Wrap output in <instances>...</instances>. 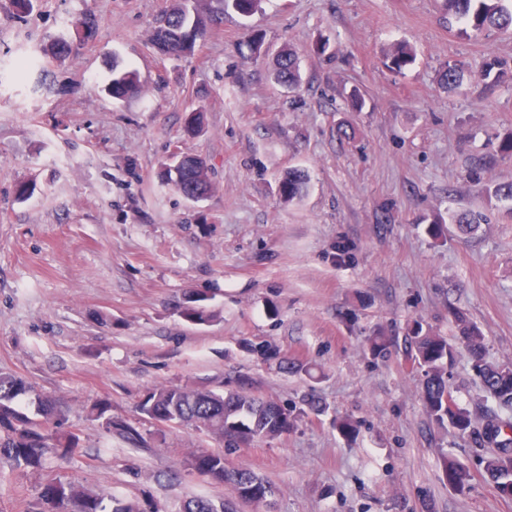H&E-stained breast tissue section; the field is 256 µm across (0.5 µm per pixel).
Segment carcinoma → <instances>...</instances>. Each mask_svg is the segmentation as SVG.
I'll return each instance as SVG.
<instances>
[{
	"label": "carcinoma",
	"mask_w": 512,
	"mask_h": 512,
	"mask_svg": "<svg viewBox=\"0 0 512 512\" xmlns=\"http://www.w3.org/2000/svg\"><path fill=\"white\" fill-rule=\"evenodd\" d=\"M208 7L199 9L193 0H173L153 33V46L162 56L183 57L195 51L197 41L204 38L209 28L222 21L225 7L233 6L239 13H251L258 0H207ZM507 0H443L448 19L461 25L459 31L481 33L496 29H512V6ZM98 27V18L92 13L81 15L76 22L77 36L87 41ZM390 68L402 70L413 61L411 49L397 45L389 54ZM484 79L491 85L512 81V71L502 67L493 57L486 61ZM275 82L295 89L300 86L301 73L297 53L282 50L274 61ZM464 80V69L457 63L447 64L440 73V83L448 90L457 89ZM139 90L137 72L118 60L112 63V77L104 91L117 101H122ZM179 164L166 163L161 179L187 198L206 197L213 183L208 166L203 159L190 154L178 157ZM480 192L487 202H512V181L481 184ZM306 186L305 174L290 171L282 180L280 192L284 200L299 198ZM459 224L465 232L478 228L476 221L465 216L438 218L427 226V233L435 240L446 237V221ZM205 298L190 292L181 306L183 316L192 322L210 321L201 306ZM455 336L448 338L434 331L418 319L407 322L405 334L398 337L384 327H378L365 338V353L372 362L388 357L393 350L403 354L422 373L421 400L426 414L440 427L454 430L475 446L491 448L493 452L484 460V470L499 495L512 498V418H504L493 410L482 413L478 419L472 412L453 398L448 388V369L457 359L467 357L472 377L486 397L498 404L512 408V365L488 360L486 337L481 328L470 321L460 309L449 312ZM260 357L279 360V368L312 375L307 364L288 363L279 359V351L271 345L256 349ZM248 378L239 380L229 391L202 384H159L148 387L137 405L140 413L157 410L168 416L178 426L197 429L207 428L211 435L232 448L249 447L255 443L273 440L288 434L297 421L307 413L322 414L326 407L312 393L301 398V407L284 408L272 399H263L250 391ZM33 393V386L24 378L0 373V457H5L18 467L33 472L41 470L45 456L53 452L61 458L76 453L80 446L78 433L66 428L67 411L62 402L53 398L38 397L41 419L29 417L18 404ZM89 417L101 427L120 432L129 442L143 440L141 433L121 419L112 418V404L106 399L95 401L89 408ZM333 427L346 441L353 442L359 435L358 425L344 417L333 419ZM440 468L448 486L463 492L469 487V472L451 452L440 456ZM181 470L194 472L210 483L227 487L231 497L220 506L199 497L183 500L180 512H237V504L266 506L277 497L281 488L247 467L228 466L224 453L209 450H191L181 460ZM30 512H158L148 501L125 499L112 495L108 498L88 488L78 480L48 479L40 484L37 496L30 503Z\"/></svg>",
	"instance_id": "1"
}]
</instances>
